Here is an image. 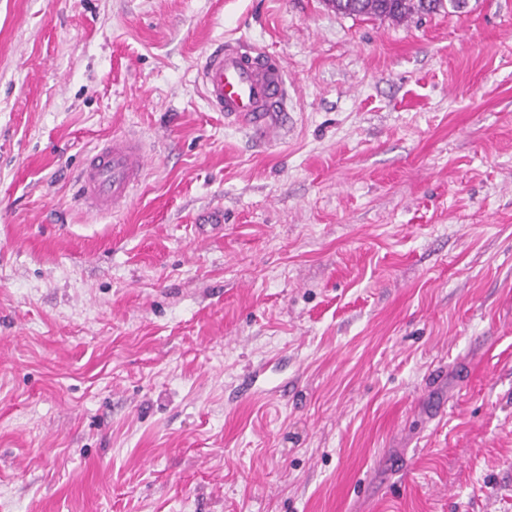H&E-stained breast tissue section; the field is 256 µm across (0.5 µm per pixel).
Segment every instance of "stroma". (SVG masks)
I'll list each match as a JSON object with an SVG mask.
<instances>
[{"instance_id":"obj_1","label":"stroma","mask_w":512,"mask_h":512,"mask_svg":"<svg viewBox=\"0 0 512 512\" xmlns=\"http://www.w3.org/2000/svg\"><path fill=\"white\" fill-rule=\"evenodd\" d=\"M233 39L274 140L204 100ZM0 512H512V0H0ZM336 12L404 21L415 14H431L443 7L444 0H330ZM197 81L212 111L259 137H274L287 120L284 67L266 51L220 43L205 53ZM148 155L136 139L113 136L89 154L77 179V196L89 216L125 208L142 181Z\"/></svg>"}]
</instances>
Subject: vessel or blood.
<instances>
[{
  "label": "vessel or blood",
  "mask_w": 512,
  "mask_h": 512,
  "mask_svg": "<svg viewBox=\"0 0 512 512\" xmlns=\"http://www.w3.org/2000/svg\"><path fill=\"white\" fill-rule=\"evenodd\" d=\"M208 107L227 122L274 137L287 120L282 63L263 50L227 41L205 53L197 71ZM148 155L136 139L115 136L89 154L77 179V196L89 216L125 208L142 181Z\"/></svg>",
  "instance_id": "1"
}]
</instances>
